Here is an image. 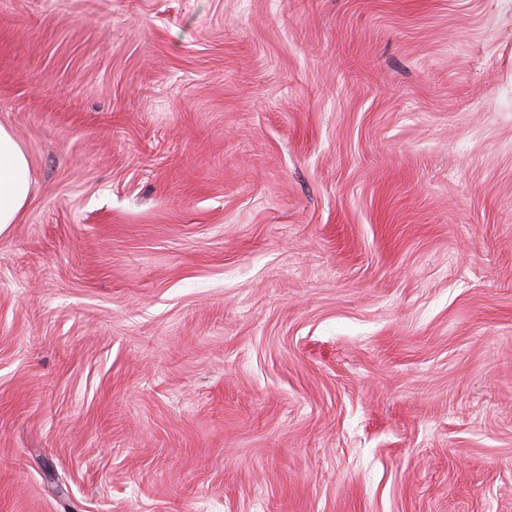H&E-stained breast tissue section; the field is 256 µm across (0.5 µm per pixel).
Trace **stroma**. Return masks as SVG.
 Wrapping results in <instances>:
<instances>
[{"label": "stroma", "mask_w": 512, "mask_h": 512, "mask_svg": "<svg viewBox=\"0 0 512 512\" xmlns=\"http://www.w3.org/2000/svg\"><path fill=\"white\" fill-rule=\"evenodd\" d=\"M0 512H512V0H0ZM31 188V163L12 131L0 124V234L16 224Z\"/></svg>", "instance_id": "1"}]
</instances>
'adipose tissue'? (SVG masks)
<instances>
[{
	"instance_id": "1",
	"label": "adipose tissue",
	"mask_w": 512,
	"mask_h": 512,
	"mask_svg": "<svg viewBox=\"0 0 512 512\" xmlns=\"http://www.w3.org/2000/svg\"><path fill=\"white\" fill-rule=\"evenodd\" d=\"M31 188V163L12 131L0 125V232L17 223Z\"/></svg>"
}]
</instances>
